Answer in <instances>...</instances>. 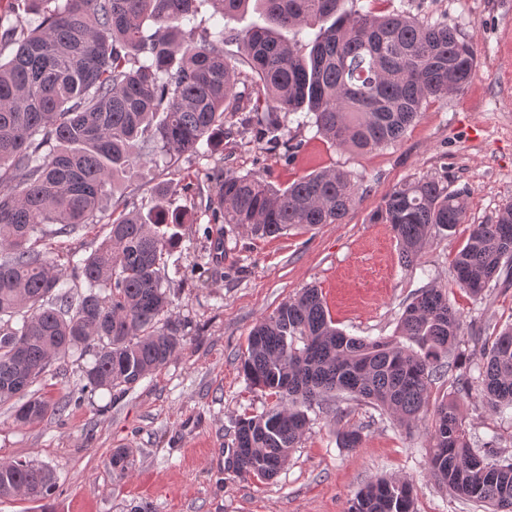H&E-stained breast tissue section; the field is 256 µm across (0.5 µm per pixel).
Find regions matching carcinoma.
<instances>
[{"mask_svg":"<svg viewBox=\"0 0 512 512\" xmlns=\"http://www.w3.org/2000/svg\"><path fill=\"white\" fill-rule=\"evenodd\" d=\"M248 2L9 0L0 11V404L15 402L16 422L65 411L33 387L75 352H93L81 391H129L183 344L182 329L163 321L171 304L165 255L190 218L171 208L167 186L156 188L145 214L115 191L145 161L139 144L171 166L203 140L223 143L226 114L242 111L245 66L259 97L240 133L289 151L286 116L305 109L329 143L368 152L398 142L424 103L463 90L475 73L473 43L448 21L345 11L344 0H258L269 25L235 38L232 55L224 32L196 35L203 6L227 17ZM315 27L307 55L277 32ZM205 178L219 184L224 224L256 237L340 224L360 199L354 176L336 169L278 189L228 171ZM106 198L109 235L73 265L72 287L63 289L39 242L96 223ZM466 210L465 192L426 176L394 187L370 221L390 226L409 266L433 231H453ZM454 272L477 298L493 283L512 285L511 201L494 223L473 226ZM462 330L440 288L406 304L396 337L375 340L337 328L319 290L304 289L248 336L243 373L276 403L239 420L225 466L243 479L273 478L305 431L304 409L347 396L407 429L429 418V474L465 501L512 512V462L489 461L493 444L468 439L458 399L472 395L471 372L454 367L455 396L428 411L431 381ZM475 340L486 357L480 391L503 415L512 409V327L491 344ZM55 488L53 470L36 460L0 461V499L38 501ZM349 512H415L414 488L380 479Z\"/></svg>","mask_w":512,"mask_h":512,"instance_id":"carcinoma-1","label":"carcinoma"}]
</instances>
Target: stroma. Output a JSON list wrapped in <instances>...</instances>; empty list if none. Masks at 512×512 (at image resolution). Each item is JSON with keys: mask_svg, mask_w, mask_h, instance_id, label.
<instances>
[{"mask_svg": "<svg viewBox=\"0 0 512 512\" xmlns=\"http://www.w3.org/2000/svg\"><path fill=\"white\" fill-rule=\"evenodd\" d=\"M352 9L400 10L421 21L448 20L475 48L471 83L443 102L427 103L421 120L395 144L360 153L334 147L316 133L311 118L286 121L297 152H263L235 134L229 116L224 146H200L177 166L146 164L127 192L148 209L157 186H170V202L196 214L168 258L170 317L184 327L185 342L162 368L127 392H82L92 354L58 364L38 386L40 394L66 402L63 415L20 426L10 406L0 405V460L34 459L53 467L57 488L40 501L0 500V512H348L356 493L379 478L411 483L417 512H484L455 498L427 469L424 428L406 430L385 412L352 401L338 410L313 407L287 465L272 480L243 479L227 470L224 451L234 426L271 403L249 387L241 368L254 325L308 287L319 288L338 328L348 335L391 337L406 304L423 288L446 289L463 319L460 349L472 371L483 360L471 338L495 336L512 324V286L476 299L457 285L453 260L473 225L494 221L512 200V0H348ZM221 168L256 174L284 187L326 168L361 181V198L340 224L258 238L229 231L209 207L217 198L206 171ZM434 176L450 189H466L464 223L435 234L418 261L404 266L388 225L370 215L396 185ZM193 183L184 192L185 183ZM111 204L96 223L70 236L48 239L41 249L64 272L72 255H88L108 233ZM472 440L494 441L512 456V416L494 414L480 396L462 400ZM362 428L360 447H343L342 431ZM126 449L133 464L113 471V451Z\"/></svg>", "mask_w": 512, "mask_h": 512, "instance_id": "obj_1", "label": "stroma"}]
</instances>
